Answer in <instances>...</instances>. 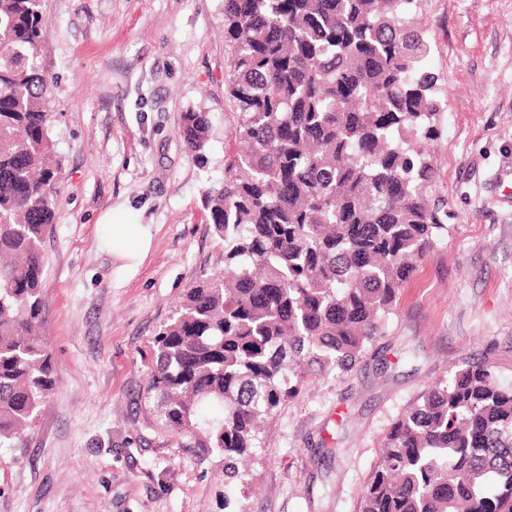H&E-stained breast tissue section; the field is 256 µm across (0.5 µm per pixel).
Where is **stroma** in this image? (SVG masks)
<instances>
[{
  "mask_svg": "<svg viewBox=\"0 0 512 512\" xmlns=\"http://www.w3.org/2000/svg\"><path fill=\"white\" fill-rule=\"evenodd\" d=\"M41 65L64 160L43 253V336L58 378L23 445L0 448V512H224V458L185 448L153 412V338L196 276L223 267L201 192L236 122L224 91V0H42ZM445 105L437 191L448 232L405 284L386 334L266 424L236 494L250 512H358L382 436L467 362L512 386V0H415ZM210 113L207 167L178 134ZM149 225L139 261L110 214Z\"/></svg>",
  "mask_w": 512,
  "mask_h": 512,
  "instance_id": "stroma-1",
  "label": "stroma"
}]
</instances>
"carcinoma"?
I'll use <instances>...</instances> for the list:
<instances>
[{
  "instance_id": "obj_1",
  "label": "carcinoma",
  "mask_w": 512,
  "mask_h": 512,
  "mask_svg": "<svg viewBox=\"0 0 512 512\" xmlns=\"http://www.w3.org/2000/svg\"><path fill=\"white\" fill-rule=\"evenodd\" d=\"M415 0H224L234 104L224 177L202 191L224 272L200 273L154 338L149 392L184 448L224 454V503L262 424L351 371L447 231L434 185L437 77ZM42 0H0V448L55 389L43 240L62 164L40 67ZM209 113L179 135L207 166ZM358 512H512V387L468 362L381 441Z\"/></svg>"
}]
</instances>
